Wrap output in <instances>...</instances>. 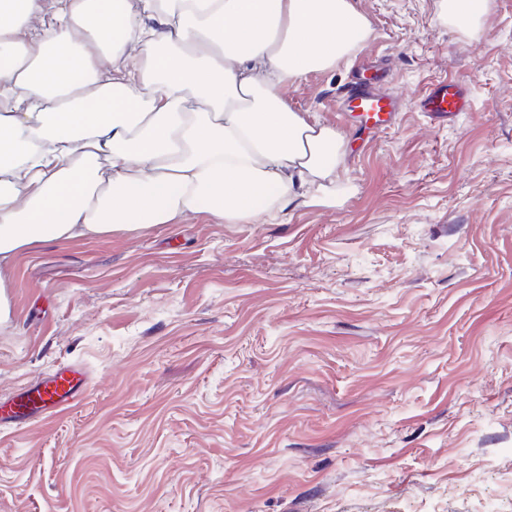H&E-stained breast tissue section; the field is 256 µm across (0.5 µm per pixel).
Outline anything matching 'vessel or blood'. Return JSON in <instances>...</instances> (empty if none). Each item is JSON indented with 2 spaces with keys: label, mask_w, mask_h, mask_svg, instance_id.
I'll use <instances>...</instances> for the list:
<instances>
[{
  "label": "vessel or blood",
  "mask_w": 512,
  "mask_h": 512,
  "mask_svg": "<svg viewBox=\"0 0 512 512\" xmlns=\"http://www.w3.org/2000/svg\"><path fill=\"white\" fill-rule=\"evenodd\" d=\"M347 97L350 108L360 113L364 125L370 129L390 127L399 110L397 103L383 95L371 80L350 85ZM420 106L422 111L445 116L461 111L463 102L456 84L441 82L421 97ZM87 388L88 377L82 368L61 366L1 403L0 421L16 425L32 422L49 412L74 404Z\"/></svg>",
  "instance_id": "b4317fda"
}]
</instances>
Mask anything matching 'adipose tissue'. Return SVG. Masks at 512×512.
Returning a JSON list of instances; mask_svg holds the SVG:
<instances>
[{
	"label": "adipose tissue",
	"instance_id": "ef3b65f1",
	"mask_svg": "<svg viewBox=\"0 0 512 512\" xmlns=\"http://www.w3.org/2000/svg\"><path fill=\"white\" fill-rule=\"evenodd\" d=\"M368 33L352 0H0V269L41 243L328 197L343 139L281 88Z\"/></svg>",
	"mask_w": 512,
	"mask_h": 512
}]
</instances>
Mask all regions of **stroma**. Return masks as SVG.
Wrapping results in <instances>:
<instances>
[{
	"label": "stroma",
	"mask_w": 512,
	"mask_h": 512,
	"mask_svg": "<svg viewBox=\"0 0 512 512\" xmlns=\"http://www.w3.org/2000/svg\"><path fill=\"white\" fill-rule=\"evenodd\" d=\"M369 34L286 85L342 136L336 193L276 220L49 242L0 270V512H512V0H353ZM387 60L380 131L339 92ZM459 85L441 122L423 91ZM486 0H444L441 10L457 22H467L477 19L486 12ZM88 377L76 365H63L0 404V421L26 424L77 402L87 391Z\"/></svg>",
	"instance_id": "1"
}]
</instances>
